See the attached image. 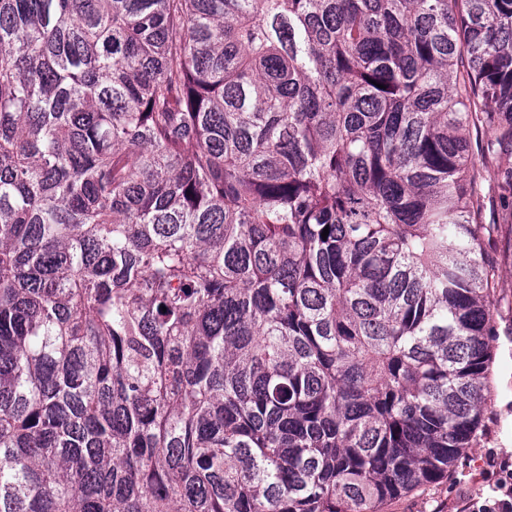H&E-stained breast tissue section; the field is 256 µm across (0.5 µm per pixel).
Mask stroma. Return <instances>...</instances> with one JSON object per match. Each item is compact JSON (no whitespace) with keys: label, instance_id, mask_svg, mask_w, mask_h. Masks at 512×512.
<instances>
[{"label":"stroma","instance_id":"obj_1","mask_svg":"<svg viewBox=\"0 0 512 512\" xmlns=\"http://www.w3.org/2000/svg\"><path fill=\"white\" fill-rule=\"evenodd\" d=\"M512 167V154H501L488 165H476L474 175L485 196L483 223L512 228V194L499 188L498 169ZM498 303L492 308L498 341L489 368L487 409L471 448L439 483L422 486L382 505L380 512H459L461 491L494 496L497 476L485 465L488 454L512 453V263H499Z\"/></svg>","mask_w":512,"mask_h":512}]
</instances>
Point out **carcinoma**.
I'll list each match as a JSON object with an SVG mask.
<instances>
[{
	"mask_svg": "<svg viewBox=\"0 0 512 512\" xmlns=\"http://www.w3.org/2000/svg\"><path fill=\"white\" fill-rule=\"evenodd\" d=\"M476 125L512 148V0H0V512L445 477L496 341Z\"/></svg>",
	"mask_w": 512,
	"mask_h": 512,
	"instance_id": "carcinoma-1",
	"label": "carcinoma"
}]
</instances>
